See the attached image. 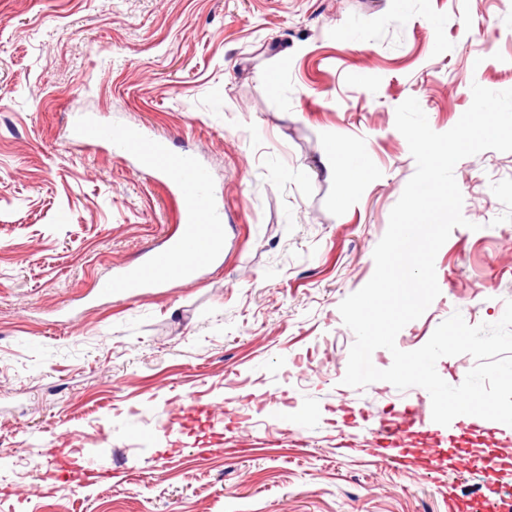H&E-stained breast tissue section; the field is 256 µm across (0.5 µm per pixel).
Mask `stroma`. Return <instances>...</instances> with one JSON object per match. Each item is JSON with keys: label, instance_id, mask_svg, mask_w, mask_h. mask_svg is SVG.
Masks as SVG:
<instances>
[{"label": "stroma", "instance_id": "1", "mask_svg": "<svg viewBox=\"0 0 512 512\" xmlns=\"http://www.w3.org/2000/svg\"><path fill=\"white\" fill-rule=\"evenodd\" d=\"M475 83L512 88V0H0V512L505 504L512 426L463 434L423 388L342 382L355 336L339 305L371 279L416 170L395 110L416 98L446 132ZM86 117L150 127L223 188L224 256L198 283L99 295L176 233L182 202L123 155L72 147ZM335 146L365 170L355 193L325 173ZM454 176L468 224L438 251L440 294L403 351L512 299V152ZM190 399L212 418L187 421ZM410 405L425 424L396 440L403 466L375 431ZM69 450L109 478L45 473ZM431 450L439 468L412 463Z\"/></svg>", "mask_w": 512, "mask_h": 512}]
</instances>
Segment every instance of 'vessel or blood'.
<instances>
[{
	"instance_id": "vessel-or-blood-1",
	"label": "vessel or blood",
	"mask_w": 512,
	"mask_h": 512,
	"mask_svg": "<svg viewBox=\"0 0 512 512\" xmlns=\"http://www.w3.org/2000/svg\"><path fill=\"white\" fill-rule=\"evenodd\" d=\"M72 139L81 146L108 145L112 151L154 169L183 202L178 235L137 264L125 266L102 284L100 295L133 300L149 288L196 280L200 269L220 259L224 252V213L218 206L219 191L194 155L171 153L149 128L132 132L93 118L75 125Z\"/></svg>"
}]
</instances>
